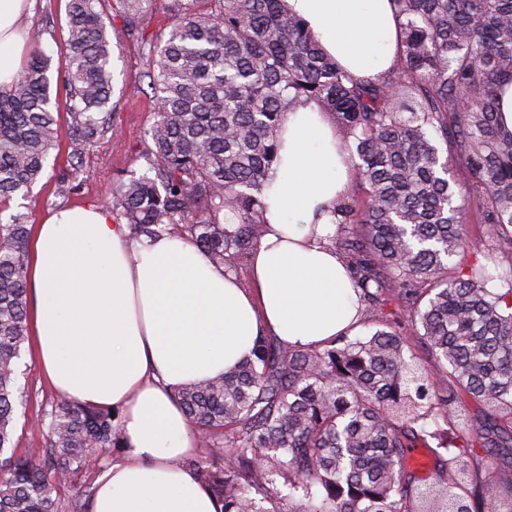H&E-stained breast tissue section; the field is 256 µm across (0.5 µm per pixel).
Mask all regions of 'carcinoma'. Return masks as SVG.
Instances as JSON below:
<instances>
[{"label":"carcinoma","instance_id":"obj_1","mask_svg":"<svg viewBox=\"0 0 512 512\" xmlns=\"http://www.w3.org/2000/svg\"><path fill=\"white\" fill-rule=\"evenodd\" d=\"M100 2L68 0L63 102L42 30L28 31L30 58L0 91V214L42 180L61 114L75 160L62 192L112 129ZM152 2L115 8L144 50L157 111L141 150L148 167L117 178L104 205L137 238L176 232L235 269L264 232L276 132L313 104L357 157L328 245L378 326L320 347L261 336L252 357L178 391L208 448L190 464L197 477L222 512H512V261L495 275L467 262L462 232L474 204L491 252L512 258V133L498 102L512 81V0H392L401 47L376 79L346 72L286 0H168L159 34L142 25ZM454 166L466 187L448 178ZM31 218L17 209L0 220V454L28 340ZM48 417L43 460L0 463V512H87L90 489L60 490L118 447L116 415L60 396ZM429 439L438 476L420 485L406 451ZM475 447L494 464L487 492L467 464Z\"/></svg>","mask_w":512,"mask_h":512}]
</instances>
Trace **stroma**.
I'll return each instance as SVG.
<instances>
[{
    "mask_svg": "<svg viewBox=\"0 0 512 512\" xmlns=\"http://www.w3.org/2000/svg\"><path fill=\"white\" fill-rule=\"evenodd\" d=\"M68 0H37L29 26L45 31L43 47L53 60H60L68 49ZM112 130L99 139L93 150L82 159L83 173L79 186L71 192L58 190V181L70 168V145L67 128H60L56 160L34 188L25 205L33 223L59 207H77L90 201H103L112 183L125 171L143 167L140 156L144 135L154 120L156 103L143 76L142 50L123 32L112 34ZM18 385L23 401L18 404L12 453L31 456L44 448L47 439L45 417L57 399L44 379L32 354L31 344H24L17 362Z\"/></svg>",
    "mask_w": 512,
    "mask_h": 512,
    "instance_id": "obj_1",
    "label": "stroma"
}]
</instances>
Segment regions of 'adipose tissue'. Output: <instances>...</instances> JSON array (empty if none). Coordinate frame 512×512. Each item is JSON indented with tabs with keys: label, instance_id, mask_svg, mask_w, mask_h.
Segmentation results:
<instances>
[{
	"label": "adipose tissue",
	"instance_id": "1",
	"mask_svg": "<svg viewBox=\"0 0 512 512\" xmlns=\"http://www.w3.org/2000/svg\"><path fill=\"white\" fill-rule=\"evenodd\" d=\"M318 44L353 75L394 62L391 0H287ZM35 0H0V91L10 88ZM280 162L261 195L266 231L248 263L249 287L175 233L135 238L103 204L54 212L30 251L32 346L68 400L112 410L122 445L100 471L90 512H220L182 465L199 445L175 393L249 358L256 339L291 347L355 335L363 305L327 245L332 208L353 173L322 113H287Z\"/></svg>",
	"mask_w": 512,
	"mask_h": 512
}]
</instances>
